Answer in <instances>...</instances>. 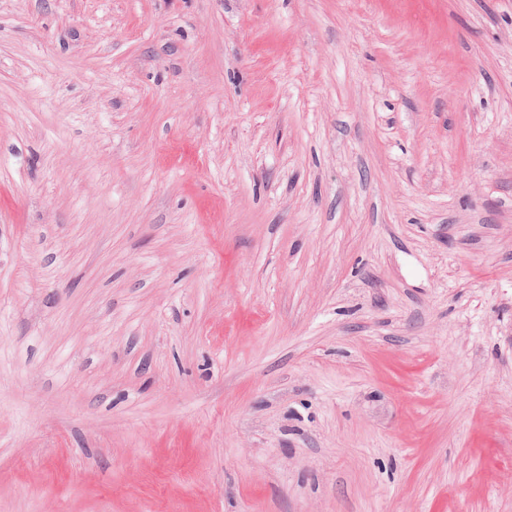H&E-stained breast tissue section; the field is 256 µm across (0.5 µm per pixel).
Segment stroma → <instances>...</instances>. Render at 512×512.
Segmentation results:
<instances>
[{
	"mask_svg": "<svg viewBox=\"0 0 512 512\" xmlns=\"http://www.w3.org/2000/svg\"><path fill=\"white\" fill-rule=\"evenodd\" d=\"M0 512H512V0H0Z\"/></svg>",
	"mask_w": 512,
	"mask_h": 512,
	"instance_id": "1",
	"label": "stroma"
}]
</instances>
